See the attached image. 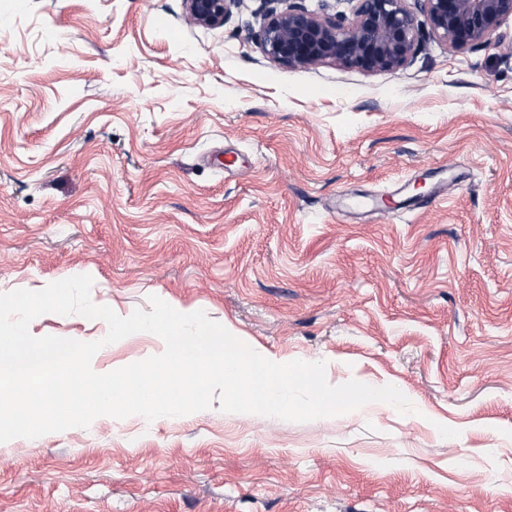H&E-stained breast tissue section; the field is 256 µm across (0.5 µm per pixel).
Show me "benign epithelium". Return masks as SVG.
Segmentation results:
<instances>
[{
    "mask_svg": "<svg viewBox=\"0 0 512 512\" xmlns=\"http://www.w3.org/2000/svg\"><path fill=\"white\" fill-rule=\"evenodd\" d=\"M242 0H184L201 27L224 25ZM264 23L258 43L272 61L289 67L327 60L367 72L407 67L424 34L452 51L488 43L512 18V0H354L351 16H320L303 0H261Z\"/></svg>",
    "mask_w": 512,
    "mask_h": 512,
    "instance_id": "1",
    "label": "benign epithelium"
}]
</instances>
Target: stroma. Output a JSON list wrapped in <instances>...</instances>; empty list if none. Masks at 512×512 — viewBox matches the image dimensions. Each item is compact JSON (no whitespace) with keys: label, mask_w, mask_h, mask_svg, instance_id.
Returning <instances> with one entry per match:
<instances>
[{"label":"stroma","mask_w":512,"mask_h":512,"mask_svg":"<svg viewBox=\"0 0 512 512\" xmlns=\"http://www.w3.org/2000/svg\"><path fill=\"white\" fill-rule=\"evenodd\" d=\"M259 6L0 0V293L87 274L120 316L202 310L414 413L102 416L0 443V512H512V20L366 72L271 61ZM243 0H184L190 20L201 27L213 28L224 25Z\"/></svg>","instance_id":"35a3bbf8"}]
</instances>
